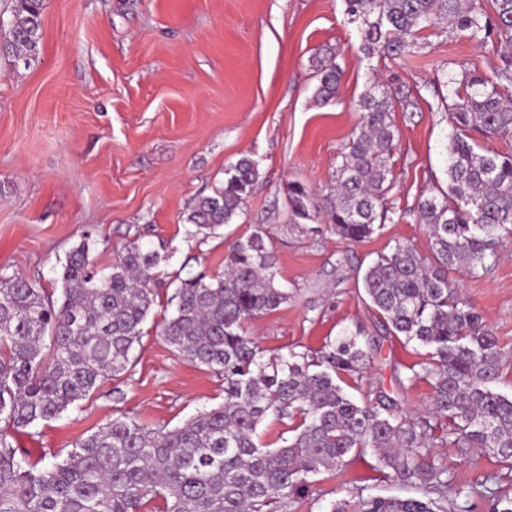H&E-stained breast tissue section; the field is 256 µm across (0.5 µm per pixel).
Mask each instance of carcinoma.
Instances as JSON below:
<instances>
[{
  "instance_id": "cac0c4a2",
  "label": "carcinoma",
  "mask_w": 512,
  "mask_h": 512,
  "mask_svg": "<svg viewBox=\"0 0 512 512\" xmlns=\"http://www.w3.org/2000/svg\"><path fill=\"white\" fill-rule=\"evenodd\" d=\"M360 49L398 66L421 54L423 32L451 29L500 63L465 69L446 80L448 186H434L404 212L425 226L435 263L398 243L366 269L363 287L382 328L430 349L420 370L394 374L400 389L431 381L425 415L411 417L379 392L377 404L354 401L340 385L361 376L378 340L361 328L323 350L263 359L244 324L288 302L275 282V262L260 230L236 239L224 272L189 273L171 297L174 311L160 336L181 357L224 374V403L183 425L148 428L125 416L78 439L63 459L38 465L9 440V431L62 416L99 383L127 370L152 311V285L162 257L137 240L106 272L90 270L88 244L67 255L57 299L22 276H0V512H285L308 494V477L339 472L351 454L370 448L386 479L420 484L427 498L376 496L342 501L331 512H448V470L432 454L439 440L481 448L512 461V398L492 388L504 356L482 316L448 283V270L476 272L512 236V153L480 151L478 137L512 139V0H343ZM9 40L0 56L30 60L39 52L41 0H11ZM315 99L336 98L342 70L317 66ZM418 92L373 82L359 97L361 120L343 146L325 193L288 184L290 224L322 217L340 238L357 242L392 211V114L418 108ZM224 184L199 196L186 216L207 236L242 210L259 178L242 157ZM291 421L278 448L256 443L267 416Z\"/></svg>"
}]
</instances>
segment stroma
<instances>
[{
  "label": "stroma",
  "mask_w": 512,
  "mask_h": 512,
  "mask_svg": "<svg viewBox=\"0 0 512 512\" xmlns=\"http://www.w3.org/2000/svg\"><path fill=\"white\" fill-rule=\"evenodd\" d=\"M342 0H42L40 52L29 63L0 58V275L60 292L67 253L88 242L95 270L141 239L164 260L153 287L133 367L105 380L60 418L14 436L30 461L66 456L78 438L125 415L175 427L224 401V377L168 347L157 325L180 268L224 270L230 243L262 229L290 299L247 326L265 356L316 352L363 324L380 351L343 388L357 402L379 391L420 415L432 388L418 379L398 390L395 372L425 361L426 348L381 332L362 289L366 267L396 243L432 257L422 225L406 217L433 185H446L450 127L434 109L431 83L447 72L497 66L495 53L450 32L429 35L409 65L391 70L362 55ZM344 71L340 95L314 99L318 62ZM419 89V110L394 113L397 147L390 201L402 220L349 244L325 221H285L288 184L330 187L339 153L359 121L357 101L378 75ZM260 176L243 211L218 234L192 235L186 215L198 196L222 186L241 157ZM452 287L493 329L508 360L494 385L512 397V237L488 269L448 273ZM450 483L468 489L453 512H490L512 499V462L438 443ZM417 484L384 478L374 453L348 456L339 475L315 476L287 512H330L338 499L421 497Z\"/></svg>",
  "instance_id": "obj_1"
}]
</instances>
